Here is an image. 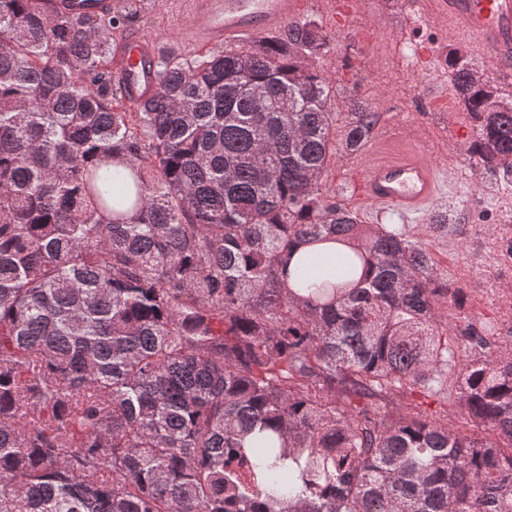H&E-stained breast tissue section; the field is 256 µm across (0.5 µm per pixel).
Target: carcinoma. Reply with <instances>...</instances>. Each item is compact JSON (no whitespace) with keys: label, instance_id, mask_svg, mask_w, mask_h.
<instances>
[{"label":"carcinoma","instance_id":"obj_1","mask_svg":"<svg viewBox=\"0 0 512 512\" xmlns=\"http://www.w3.org/2000/svg\"><path fill=\"white\" fill-rule=\"evenodd\" d=\"M0 0V512H512V353L401 224L327 199L331 90L310 21L109 75L141 0ZM469 158L512 183V102L448 56ZM376 124L356 112L342 143ZM346 241L336 265L295 243ZM458 403L478 431L409 406ZM125 0H53L50 5L59 11L68 13H100L112 6V12H120L123 9ZM402 405H399V401H395L393 405H389L387 407V411L390 415H396L398 413H401L403 410V406L406 404H413V405H419L423 410H426L428 414L438 415L439 413L443 412V406L441 405V402L437 400L436 398H424L423 396L417 394H414L412 396H408V398H402Z\"/></svg>","mask_w":512,"mask_h":512}]
</instances>
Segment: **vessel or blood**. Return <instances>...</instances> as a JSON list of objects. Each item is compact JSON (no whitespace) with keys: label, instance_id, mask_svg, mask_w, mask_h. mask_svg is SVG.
<instances>
[{"label":"vessel or blood","instance_id":"vessel-or-blood-1","mask_svg":"<svg viewBox=\"0 0 512 512\" xmlns=\"http://www.w3.org/2000/svg\"><path fill=\"white\" fill-rule=\"evenodd\" d=\"M57 10L102 12L111 0H52ZM314 0H181L193 22V41L201 46L234 47L261 36H277L314 8ZM425 12L444 23L454 40L475 55L492 53L512 71V0H425ZM157 40L132 35L113 54L112 76L129 99L139 101L156 88ZM361 197L366 204L390 208L407 218L426 215L441 195L440 179L412 127L407 143L388 149L376 143L361 165Z\"/></svg>","mask_w":512,"mask_h":512}]
</instances>
